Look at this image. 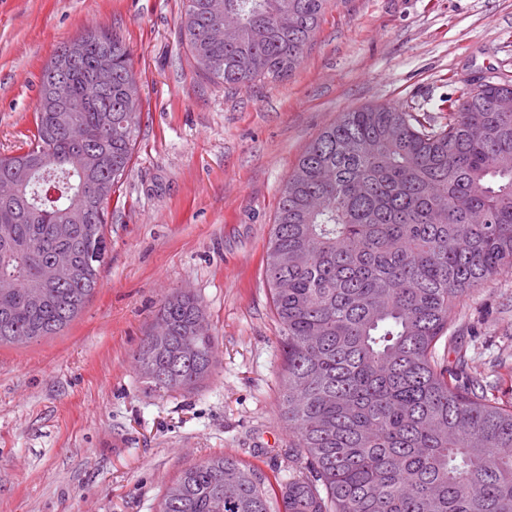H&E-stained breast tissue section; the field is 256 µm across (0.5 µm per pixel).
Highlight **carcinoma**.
<instances>
[{"label":"carcinoma","mask_w":512,"mask_h":512,"mask_svg":"<svg viewBox=\"0 0 512 512\" xmlns=\"http://www.w3.org/2000/svg\"><path fill=\"white\" fill-rule=\"evenodd\" d=\"M330 0H184L182 35L199 72L228 91L273 82L299 65ZM69 111L53 98L55 61L69 47ZM112 58V86L94 81ZM137 85L115 33L87 31L44 67L25 146L0 154V178L29 173L0 200V347L52 336L95 291L109 239L106 204L126 174L141 120L126 118ZM487 80L448 97V122L368 105L342 113L298 159L280 189L264 273L285 363L279 411L295 440L288 478L214 456L185 469L158 512H512V405L493 386L436 358L469 291L512 271V112ZM112 133H101L106 112ZM67 242L51 234L69 218ZM66 249L72 279L43 267ZM288 256L281 267L274 256ZM41 293L37 304L29 296ZM199 301L175 294L168 323L134 356L163 393L197 388L215 362L198 334Z\"/></svg>","instance_id":"1"}]
</instances>
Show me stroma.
Masks as SVG:
<instances>
[{
  "instance_id": "1",
  "label": "stroma",
  "mask_w": 512,
  "mask_h": 512,
  "mask_svg": "<svg viewBox=\"0 0 512 512\" xmlns=\"http://www.w3.org/2000/svg\"><path fill=\"white\" fill-rule=\"evenodd\" d=\"M182 15L183 0H0L1 154L33 128L46 63L86 31L122 37L142 101L92 297L57 335L0 348V512H156L183 470L224 454L287 471L262 263L282 184L341 113L443 124L466 81L512 80V0H336L291 76L234 93L199 74ZM176 292L201 303L216 362L164 394L134 355ZM436 352L512 403V273L463 299Z\"/></svg>"
}]
</instances>
